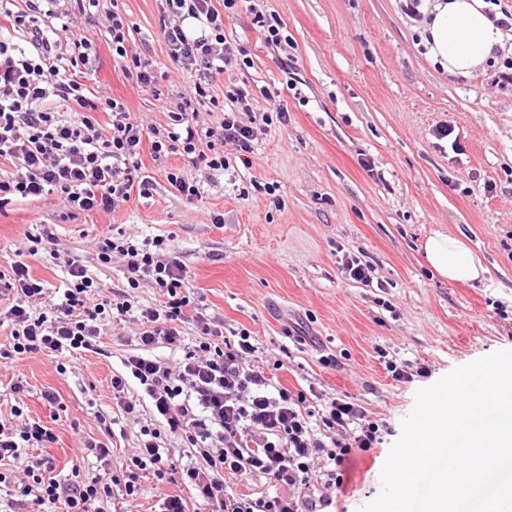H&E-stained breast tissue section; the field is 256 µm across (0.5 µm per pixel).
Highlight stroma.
I'll use <instances>...</instances> for the list:
<instances>
[{"mask_svg":"<svg viewBox=\"0 0 512 512\" xmlns=\"http://www.w3.org/2000/svg\"><path fill=\"white\" fill-rule=\"evenodd\" d=\"M132 44L158 63L156 89L138 87L112 58L107 20L78 15L74 0L57 12L75 16L69 32L92 43L90 86L122 100L143 123L163 126L190 76L167 56L161 0H118ZM401 0H241L224 21L228 41L245 48L250 66L225 72L216 97L247 88L252 108L281 106L287 124L259 132L250 167L195 173L203 185L190 200L168 183L180 155L153 161L150 198L114 211L72 213L53 195L0 211V267L26 244L34 225H52L58 255L28 257L31 275L61 288L66 258L87 266L113 294L124 291L122 262L100 266L93 244L113 229L163 236L190 271V285L225 334L248 330L274 383L315 387L358 399L370 418L400 427L418 390L454 368L512 350V88L492 87L483 70L451 77L426 57L419 22ZM280 22L286 50L267 48L252 25L253 9ZM293 57V75L284 60ZM451 126L455 141L435 130ZM273 192H266V185ZM223 223H212L214 215ZM464 242L487 270L476 283L451 282L428 265L423 243L434 233ZM371 265L372 284L348 277L347 255ZM135 324L104 328L100 352L56 360L36 354L0 363V415L14 405L13 378L23 377L24 413L56 436L49 453L59 476L90 469L80 438L106 440L113 374L127 354L118 335ZM333 354L335 367L319 357ZM427 367L428 377L394 381L385 358ZM58 395L49 406L44 392ZM395 442L355 456L335 492V512H359L379 495L381 470Z\"/></svg>","mask_w":512,"mask_h":512,"instance_id":"35a3bbf8","label":"stroma"}]
</instances>
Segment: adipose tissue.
Instances as JSON below:
<instances>
[{
  "mask_svg": "<svg viewBox=\"0 0 512 512\" xmlns=\"http://www.w3.org/2000/svg\"><path fill=\"white\" fill-rule=\"evenodd\" d=\"M486 0H427L421 38L431 62L451 75L483 67L503 46V33L487 17ZM426 259L450 281L472 282L485 269L465 244L442 234L427 239Z\"/></svg>",
  "mask_w": 512,
  "mask_h": 512,
  "instance_id": "obj_1",
  "label": "adipose tissue"
}]
</instances>
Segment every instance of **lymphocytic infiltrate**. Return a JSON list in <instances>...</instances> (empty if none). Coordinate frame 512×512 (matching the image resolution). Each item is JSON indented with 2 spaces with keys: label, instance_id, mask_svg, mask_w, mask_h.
<instances>
[{
  "label": "lymphocytic infiltrate",
  "instance_id": "f902f5d3",
  "mask_svg": "<svg viewBox=\"0 0 512 512\" xmlns=\"http://www.w3.org/2000/svg\"><path fill=\"white\" fill-rule=\"evenodd\" d=\"M10 2L0 0V14L22 40L0 38V161L14 167L0 176V210L48 194L87 212H109L135 196L149 198L153 183L140 159L145 148L157 161L172 153L184 158L185 167L168 171L166 178L191 199L201 187L189 168L226 170L225 144L248 156L259 124L288 120L281 107L275 115L255 117L246 89L234 88L222 100L212 94L227 67L250 64L247 51L224 35V16L239 0H224L220 9L213 0H161L167 54L195 77L163 129L136 121L124 102L87 88L83 67L93 47L77 37L67 44L58 40L48 23L55 0H24L16 11ZM109 20L113 59L122 61L125 75L138 86H155V64L131 45L124 16L115 9ZM206 104L223 112L219 126L198 121ZM99 109L109 115L108 124L96 120ZM27 241L8 269L0 270V326L10 329L0 358L18 362L38 353L94 352L105 323L133 321V352L124 358L123 372L112 377V399L122 419L138 426L140 444L117 473L106 443L82 441L96 469L84 472L75 465L61 480L53 458L42 453L55 440L51 428L25 417L21 406L12 407L20 425L0 422V485L8 490V512H100V503L114 494L135 499L148 476L187 490L183 496L164 494L160 512H328L347 462L356 451L380 444L385 424L368 420L356 399H325L312 388L272 385L257 364L261 352L253 337L244 331L225 336L223 321L193 296L189 271L166 238L137 240L119 231L96 241L101 264L116 255L123 260L127 290L117 302L103 296V283L77 259L67 264L62 293L49 292L31 276L26 259L55 244L56 237L43 225ZM143 286L157 289L158 304L134 300L133 290ZM186 323L198 331L188 346L181 335ZM162 343L182 347L177 366L154 356ZM133 384L149 400L160 427L142 424L140 405L129 395ZM167 434L182 441L185 458L165 453ZM17 462L25 466L19 478L9 470ZM255 476L272 483L274 494L225 495V478Z\"/></svg>",
  "mask_w": 512,
  "mask_h": 512
}]
</instances>
